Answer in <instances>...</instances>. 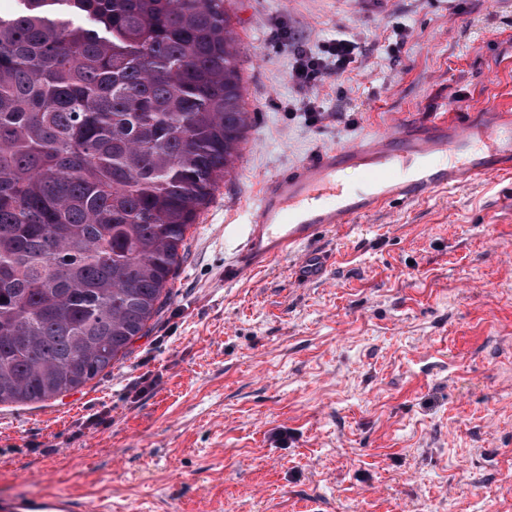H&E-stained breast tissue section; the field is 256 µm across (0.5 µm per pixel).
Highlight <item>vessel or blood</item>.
I'll return each instance as SVG.
<instances>
[{
	"label": "vessel or blood",
	"mask_w": 512,
	"mask_h": 512,
	"mask_svg": "<svg viewBox=\"0 0 512 512\" xmlns=\"http://www.w3.org/2000/svg\"><path fill=\"white\" fill-rule=\"evenodd\" d=\"M362 179L345 183L344 170ZM512 172V111L488 105L463 122L429 116L369 130L354 142L318 150L288 173L259 184L243 211L241 241L224 263V281L297 256V278H322L328 258L314 248L321 235L370 218L395 202L473 187ZM0 512H78L70 495L0 501Z\"/></svg>",
	"instance_id": "obj_1"
}]
</instances>
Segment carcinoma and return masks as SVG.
Instances as JSON below:
<instances>
[{"label": "carcinoma", "mask_w": 512, "mask_h": 512, "mask_svg": "<svg viewBox=\"0 0 512 512\" xmlns=\"http://www.w3.org/2000/svg\"><path fill=\"white\" fill-rule=\"evenodd\" d=\"M226 0H15L0 14V404L127 357L249 113Z\"/></svg>", "instance_id": "obj_1"}]
</instances>
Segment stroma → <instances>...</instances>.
I'll list each match as a JSON object with an SVG mask.
<instances>
[{
  "instance_id": "35a3bbf8",
  "label": "stroma",
  "mask_w": 512,
  "mask_h": 512,
  "mask_svg": "<svg viewBox=\"0 0 512 512\" xmlns=\"http://www.w3.org/2000/svg\"><path fill=\"white\" fill-rule=\"evenodd\" d=\"M250 127L186 234L171 296L126 359L0 405V499L83 512H512V176L395 203L228 284L225 216L260 182L371 127L468 98L512 109V0H232ZM356 63L295 115L293 55ZM78 506L70 495L53 492L37 498L1 499L2 512H77Z\"/></svg>"
}]
</instances>
